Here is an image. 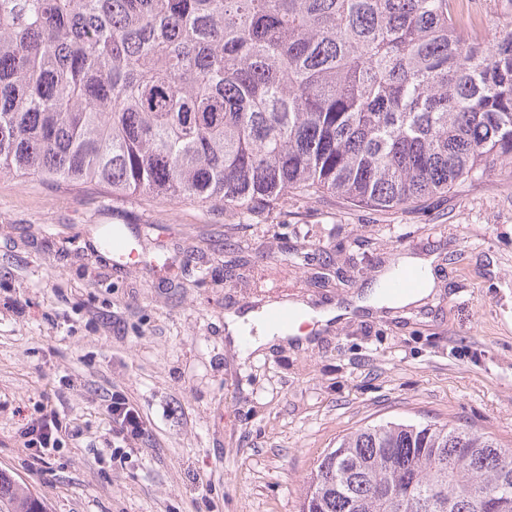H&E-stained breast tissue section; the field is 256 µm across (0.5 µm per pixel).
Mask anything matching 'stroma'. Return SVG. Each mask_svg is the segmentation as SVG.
Wrapping results in <instances>:
<instances>
[{
  "label": "stroma",
  "mask_w": 512,
  "mask_h": 512,
  "mask_svg": "<svg viewBox=\"0 0 512 512\" xmlns=\"http://www.w3.org/2000/svg\"><path fill=\"white\" fill-rule=\"evenodd\" d=\"M121 227L136 265L102 231ZM406 256L433 257L416 303L328 321L307 348L243 356L227 313L349 306ZM54 390L68 434L46 465L23 432ZM125 391L144 436L110 447ZM453 423L512 446V177L399 211L288 194L247 219L0 177V469L48 512H300L343 435Z\"/></svg>",
  "instance_id": "stroma-1"
}]
</instances>
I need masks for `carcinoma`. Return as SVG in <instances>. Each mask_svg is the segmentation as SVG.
Instances as JSON below:
<instances>
[{
    "instance_id": "obj_1",
    "label": "carcinoma",
    "mask_w": 512,
    "mask_h": 512,
    "mask_svg": "<svg viewBox=\"0 0 512 512\" xmlns=\"http://www.w3.org/2000/svg\"><path fill=\"white\" fill-rule=\"evenodd\" d=\"M0 0V175L241 217L294 189L396 210L512 163V0ZM0 512H47L0 471ZM301 512H512V448L387 421Z\"/></svg>"
}]
</instances>
